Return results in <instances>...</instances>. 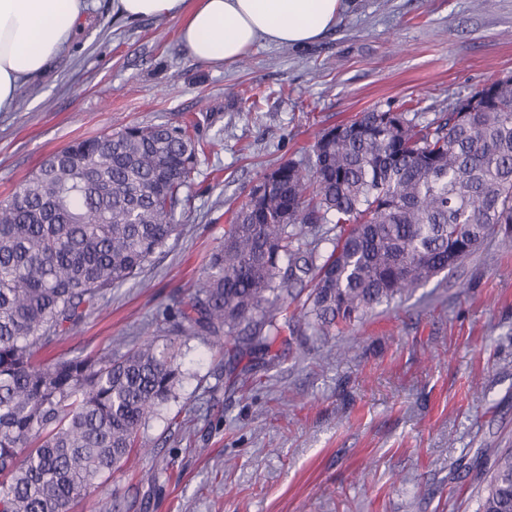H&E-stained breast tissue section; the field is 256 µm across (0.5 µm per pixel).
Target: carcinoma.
Returning a JSON list of instances; mask_svg holds the SVG:
<instances>
[{"instance_id": "carcinoma-1", "label": "carcinoma", "mask_w": 512, "mask_h": 512, "mask_svg": "<svg viewBox=\"0 0 512 512\" xmlns=\"http://www.w3.org/2000/svg\"><path fill=\"white\" fill-rule=\"evenodd\" d=\"M216 146L186 124L127 126L53 153L0 201V512H68L176 398L170 339L118 357L38 353L180 233L182 189ZM496 238L512 242V76L473 112L372 107L317 131L311 158L252 185L179 326L233 359L286 331L326 343ZM472 468L488 474L480 512H512V448Z\"/></svg>"}]
</instances>
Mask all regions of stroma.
I'll use <instances>...</instances> for the list:
<instances>
[{"instance_id": "obj_1", "label": "stroma", "mask_w": 512, "mask_h": 512, "mask_svg": "<svg viewBox=\"0 0 512 512\" xmlns=\"http://www.w3.org/2000/svg\"><path fill=\"white\" fill-rule=\"evenodd\" d=\"M112 2L90 0L69 46L0 112V199L70 141L110 129L191 118L222 143L181 194V235L60 336L55 358L118 356L165 328L250 186L307 158L318 129L415 102L427 120L512 75V0H349L315 43H261L227 66L193 59L179 21L126 19ZM332 349L274 344L243 359L241 384L190 338L177 400L140 432L148 455L70 512L102 497L119 512H477L470 463L512 448V246L493 242L376 308Z\"/></svg>"}]
</instances>
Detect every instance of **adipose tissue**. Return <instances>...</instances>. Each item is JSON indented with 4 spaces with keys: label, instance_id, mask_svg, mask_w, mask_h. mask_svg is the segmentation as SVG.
I'll return each instance as SVG.
<instances>
[{
    "label": "adipose tissue",
    "instance_id": "obj_1",
    "mask_svg": "<svg viewBox=\"0 0 512 512\" xmlns=\"http://www.w3.org/2000/svg\"><path fill=\"white\" fill-rule=\"evenodd\" d=\"M129 19L180 20L181 41L197 61L229 65L256 44L304 45L323 36L344 0H114ZM88 10L87 0H0V112L16 89L69 42Z\"/></svg>",
    "mask_w": 512,
    "mask_h": 512
}]
</instances>
